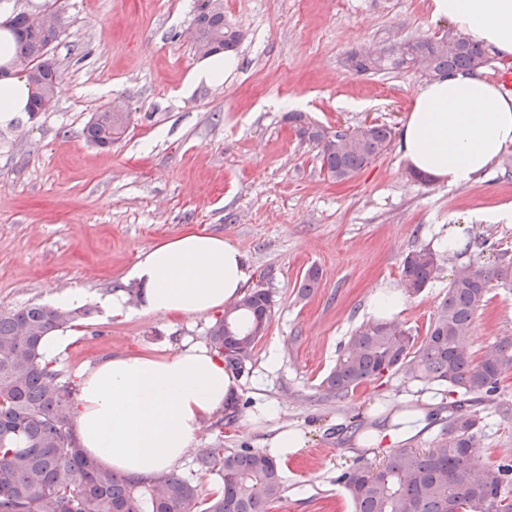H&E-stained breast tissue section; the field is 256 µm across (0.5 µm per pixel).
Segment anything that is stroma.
I'll return each instance as SVG.
<instances>
[{
    "label": "stroma",
    "mask_w": 512,
    "mask_h": 512,
    "mask_svg": "<svg viewBox=\"0 0 512 512\" xmlns=\"http://www.w3.org/2000/svg\"><path fill=\"white\" fill-rule=\"evenodd\" d=\"M67 25L52 53L63 82L54 106L0 131V311L52 304L68 290L106 294L151 248L188 231L236 246L276 306L268 330L239 376L235 403L199 431L179 475L201 495L216 473L198 470L204 449L267 451L281 429L301 430L305 448L281 461L284 497L268 512H352L339 475L386 452L358 444L372 426L371 406L437 403L435 426L411 440L431 447L460 393L388 374L345 397L321 381L349 336L370 315L382 286H399L405 256L430 248L439 271L407 298L396 320L425 337L448 292L453 267L439 245L453 224L512 252V224L475 216L512 202V147L484 178L466 186L421 181L398 146L352 180L320 169L318 147L298 138L284 116L302 112L324 126L379 123L400 133L416 90L414 73L359 74L351 52L451 32L429 0H224V20L241 42L237 67L218 84H190L200 66L188 30L197 0H58ZM130 114L109 147L83 129L102 106ZM319 286L300 296L309 269ZM222 311L172 316L133 312L112 320L101 310L78 324L54 366L78 380L117 354L171 355L206 343ZM512 335V291L492 289L477 310L469 350ZM275 417L261 415L265 406ZM482 429L475 463H512V372L495 403L478 406Z\"/></svg>",
    "instance_id": "35a3bbf8"
}]
</instances>
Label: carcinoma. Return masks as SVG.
I'll return each mask as SVG.
<instances>
[{"label":"carcinoma","instance_id":"carcinoma-1","mask_svg":"<svg viewBox=\"0 0 512 512\" xmlns=\"http://www.w3.org/2000/svg\"><path fill=\"white\" fill-rule=\"evenodd\" d=\"M196 51H234L239 31L224 23V0H200L193 20ZM18 45L15 61L34 62L40 77L29 79L33 111L53 106L38 88L61 76L51 45L58 36L35 25L21 9L13 19ZM404 52L347 62L360 74L414 71L428 79L487 66L482 43L457 35L405 41ZM288 122L303 141L320 147L321 169L345 181L387 152L392 130L373 124L343 130L316 125L301 112ZM127 122L109 109L95 113L84 129L87 141L106 147L121 137ZM437 255L414 250L405 257L401 283L410 296L434 281ZM512 289V255L503 250L488 264L481 255L453 267L445 295L426 337L417 342L396 322L371 320L354 331L322 379L336 397L390 372L411 381L447 385L463 400L448 416V428L424 451L400 446L378 466L362 464L341 474L354 512H512V465L475 470L471 459L480 431L478 412L468 408L494 395L501 377L512 371V336L489 343L475 362L467 350L477 308L489 290ZM274 311V295L262 284L248 290L209 328V342L232 371L240 372L254 354ZM91 315V308L59 309L47 304L0 312V512H265L282 499L284 486L273 457L242 448H208L200 468L215 472L220 487L202 498L196 485L173 472L133 479L101 466L79 447L74 431L76 385L43 361L41 342L57 330Z\"/></svg>","mask_w":512,"mask_h":512}]
</instances>
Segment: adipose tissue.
I'll list each match as a JSON object with an SVG mask.
<instances>
[{"mask_svg":"<svg viewBox=\"0 0 512 512\" xmlns=\"http://www.w3.org/2000/svg\"><path fill=\"white\" fill-rule=\"evenodd\" d=\"M431 15L512 58V0H431ZM512 146V95L481 72L459 70L416 93L399 149L414 172L449 186L486 174ZM143 312L202 315L244 294L250 271L223 237L190 232L148 251L129 274ZM239 393L206 346L158 357L123 354L83 373L75 411L77 442L101 466L146 478L182 463L205 420ZM434 406L401 414L399 426L372 427L359 445L395 448L426 433Z\"/></svg>","mask_w":512,"mask_h":512,"instance_id":"obj_1","label":"adipose tissue"}]
</instances>
